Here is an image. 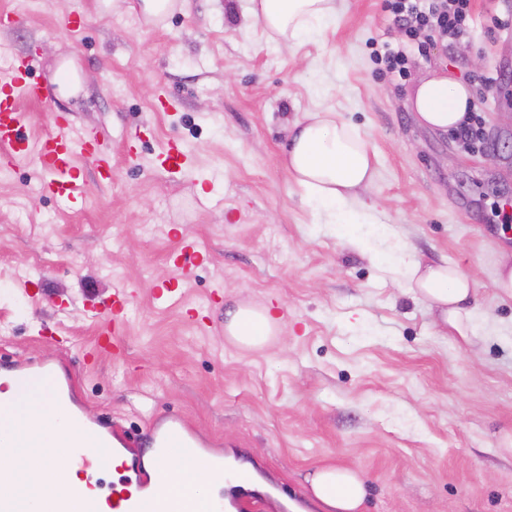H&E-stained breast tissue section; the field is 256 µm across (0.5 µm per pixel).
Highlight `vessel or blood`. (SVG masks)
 Listing matches in <instances>:
<instances>
[{
    "instance_id": "vessel-or-blood-1",
    "label": "vessel or blood",
    "mask_w": 512,
    "mask_h": 512,
    "mask_svg": "<svg viewBox=\"0 0 512 512\" xmlns=\"http://www.w3.org/2000/svg\"><path fill=\"white\" fill-rule=\"evenodd\" d=\"M31 66V60H18L6 81L0 83V166H10L15 158L28 154L30 150H37L48 173L42 185L43 192L74 202L85 192V185L77 174L79 161L95 163L99 177L104 181L109 178V165L102 154L97 136L90 133L75 139L60 131L46 136L38 146H31L25 132L20 103L24 100L41 103L47 97L44 86L30 81ZM131 295L128 289L116 292L111 317L98 324V352L106 353L120 348L123 311ZM71 387V381L60 383L56 394L48 398L47 405L56 413L67 411L72 426V440L89 439L101 449L96 457L79 455L74 457L73 462L88 469L109 465L112 460V436L100 428L85 424L76 412L68 411L65 398ZM151 443L160 452L180 447L188 462L197 460V439L182 419L172 417L164 425L154 428ZM168 480V475L160 473L155 478V489H147L140 482L135 490H115L105 496L99 493L97 485L89 483L83 489L80 499H72L66 492L60 493L50 512H225L227 505L220 498L200 495L188 488H178L168 494L161 492V485Z\"/></svg>"
}]
</instances>
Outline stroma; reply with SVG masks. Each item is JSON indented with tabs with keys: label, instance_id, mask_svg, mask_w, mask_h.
Wrapping results in <instances>:
<instances>
[{
	"label": "stroma",
	"instance_id": "obj_1",
	"mask_svg": "<svg viewBox=\"0 0 512 512\" xmlns=\"http://www.w3.org/2000/svg\"><path fill=\"white\" fill-rule=\"evenodd\" d=\"M139 0H0V80L16 58L48 91L24 104L36 141L66 124L105 147L111 178L80 162L87 193H43L36 153L0 171V369L44 360L72 375L85 417L128 435L134 459L171 416L204 449L254 469L260 512H310L305 478L358 470L362 512H512V299L495 286L512 227V0H471L468 33L411 50L410 75H380L373 53L405 43L383 0H335L323 28L272 39L248 0H187L145 23ZM82 11L86 25L65 20ZM74 60L81 91L54 82ZM494 70L499 83L479 85ZM464 83L480 102L486 145L421 125L409 100L423 78ZM313 112H336L376 157L366 203L376 221L347 246L282 164ZM179 141L187 162L161 168ZM199 255L176 302L154 289L184 246ZM447 262L474 288L478 333L442 330L428 301L383 268ZM122 288L124 354L90 358L96 326ZM272 307L278 335L246 348L224 314Z\"/></svg>",
	"mask_w": 512,
	"mask_h": 512
}]
</instances>
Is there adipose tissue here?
I'll return each mask as SVG.
<instances>
[{"instance_id": "1", "label": "adipose tissue", "mask_w": 512, "mask_h": 512, "mask_svg": "<svg viewBox=\"0 0 512 512\" xmlns=\"http://www.w3.org/2000/svg\"><path fill=\"white\" fill-rule=\"evenodd\" d=\"M249 11L271 37L295 42L313 32L334 11V0H250ZM472 89L445 75L423 80L410 100L420 123L448 131L463 121L473 103ZM284 166L313 209L327 213L340 238L361 247L356 225L367 223L372 210L361 203L359 193L374 178V160L359 134L336 113L319 112L298 123ZM404 288L441 307L444 322L459 336L473 335L474 308L467 301L473 287L464 274L448 264L422 265L418 260L390 268ZM280 321L269 307L240 306L227 312L224 333L244 347L263 345L277 335ZM8 391L16 398L11 408H0V492L24 488L37 491L39 507H50L56 496L47 461L34 455L29 436H39L51 453L71 456V449H59L56 440L66 433L64 418L47 416L41 385L7 378ZM179 449L163 457L146 456L147 472L162 471L176 485L202 493L218 490L221 479L200 463L189 468L181 464ZM310 489L322 512H358L365 495L361 474L351 468L326 466L310 478Z\"/></svg>"}]
</instances>
